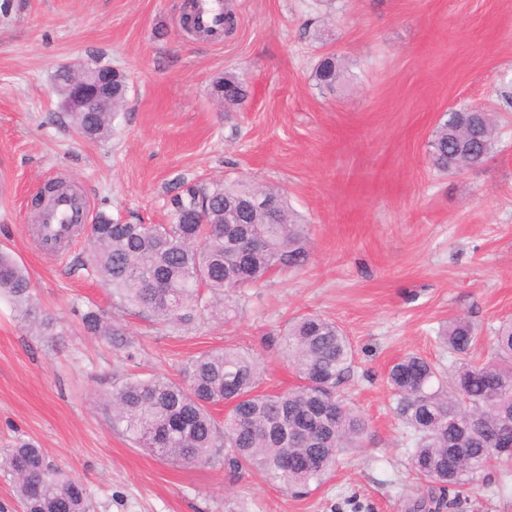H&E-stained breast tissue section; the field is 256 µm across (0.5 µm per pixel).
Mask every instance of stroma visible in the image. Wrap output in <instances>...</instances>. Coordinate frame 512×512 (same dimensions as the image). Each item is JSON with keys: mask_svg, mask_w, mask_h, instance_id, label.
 <instances>
[{"mask_svg": "<svg viewBox=\"0 0 512 512\" xmlns=\"http://www.w3.org/2000/svg\"><path fill=\"white\" fill-rule=\"evenodd\" d=\"M185 0H0V249L30 274L52 335L0 296V448L36 443L86 486L97 512H409L426 495L387 383L415 353L445 371L436 339L455 316L481 332L476 353L512 320V0H224L237 20L204 40ZM350 77L321 93L322 55ZM98 60L128 78L108 139L80 136L53 90L60 66ZM243 74L246 106L227 112L214 76ZM471 104L497 117L478 167L443 174L428 159L441 114ZM238 178L287 190L308 229V262L234 294L229 319L160 329L115 308L81 267L83 242L47 255L32 199L62 179L93 213L170 221L180 182ZM110 313L137 356L87 335L81 315ZM303 314L335 321L355 363L339 394L369 421L364 448L319 489L296 497L261 473L152 457L112 426L113 384L147 373L186 382L217 348L257 356L261 388L297 382L276 338ZM498 468L438 512H512Z\"/></svg>", "mask_w": 512, "mask_h": 512, "instance_id": "1", "label": "stroma"}]
</instances>
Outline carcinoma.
I'll list each match as a JSON object with an SVG mask.
<instances>
[{
    "instance_id": "1",
    "label": "carcinoma",
    "mask_w": 512,
    "mask_h": 512,
    "mask_svg": "<svg viewBox=\"0 0 512 512\" xmlns=\"http://www.w3.org/2000/svg\"><path fill=\"white\" fill-rule=\"evenodd\" d=\"M344 72L339 58L327 55L316 68V85L334 90ZM110 74L112 111L69 116L89 140L109 136L127 99V77L113 69ZM212 92L227 112L247 97L244 80L234 74L217 75ZM452 113L456 119L439 122L430 144L431 165L442 173L482 164L495 143L491 114ZM258 191L275 199L276 208L238 209L241 199ZM169 204L168 224L102 214L91 225L88 262L112 291L113 303L155 325L187 330L207 314L224 318L232 311V292L307 261L305 225L281 187L258 189L240 180L184 183ZM245 235L261 246L241 251L234 241ZM0 292L24 321L51 330V319L38 317L27 270L4 250ZM81 321L88 335L131 347L123 325L108 313L89 308ZM438 339L462 357L450 376L412 354L391 366L387 380L411 435L417 479L442 490L464 488L489 467L512 464V454L494 447L500 423L512 422V322L495 329L490 356L482 360L473 359L479 330L464 317L448 320ZM280 341L298 379L293 388L261 393L254 357L207 351L190 360L186 386L159 373L112 386L104 400L112 406L113 427L174 464L219 463L230 476L256 470L298 496L320 488L340 458L364 447L370 435L365 417L336 394L352 369L354 350L336 323L314 314L294 318ZM221 404L229 412L219 422L209 407ZM0 476L12 483L22 512H92L85 485L50 464L31 442L0 448Z\"/></svg>"
}]
</instances>
